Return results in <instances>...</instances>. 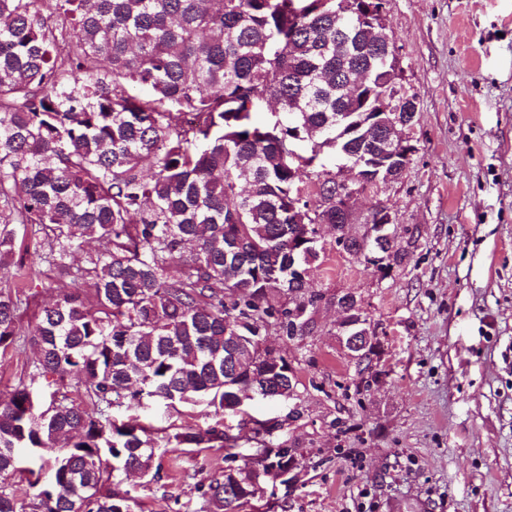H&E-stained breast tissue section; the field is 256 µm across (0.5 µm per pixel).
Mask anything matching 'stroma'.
Returning <instances> with one entry per match:
<instances>
[{
    "label": "stroma",
    "instance_id": "obj_1",
    "mask_svg": "<svg viewBox=\"0 0 512 512\" xmlns=\"http://www.w3.org/2000/svg\"><path fill=\"white\" fill-rule=\"evenodd\" d=\"M388 32L417 102L413 152L355 210L390 208L406 257L384 275L322 229L308 333H266L295 370L294 399L246 404L259 418L300 409L276 433L298 475L247 512H512V0H391ZM340 291L379 332L365 390L337 338ZM34 359L28 342L0 349V398ZM118 417L168 434L237 424L203 405ZM243 465L220 447L159 448L151 476L120 489L134 512H216L211 479Z\"/></svg>",
    "mask_w": 512,
    "mask_h": 512
}]
</instances>
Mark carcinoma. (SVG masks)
Here are the masks:
<instances>
[{
  "label": "carcinoma",
  "mask_w": 512,
  "mask_h": 512,
  "mask_svg": "<svg viewBox=\"0 0 512 512\" xmlns=\"http://www.w3.org/2000/svg\"><path fill=\"white\" fill-rule=\"evenodd\" d=\"M347 0H0V279L44 271L14 262L16 227L38 226L39 264L72 289L35 313L39 356L30 383L0 402V512H132L117 486L155 449L219 446L240 436L212 427L155 437L117 423L135 401L205 403L236 414L250 383L289 400L290 363L227 368L226 329L245 322L254 355L270 321L290 337L318 296L301 274L319 258L317 224H336L326 186L357 161L374 100L352 103L348 73L367 52L340 37ZM313 131L302 154L313 187L288 189V138ZM102 249L74 263L90 240ZM336 243L360 261L364 243ZM177 263L179 275L169 268ZM275 292L298 298L279 308ZM25 292L0 289V347L22 332ZM53 376L40 407L38 378ZM50 478L27 492L8 483L27 452ZM221 512L248 505L213 479Z\"/></svg>",
  "instance_id": "cac0c4a2"
}]
</instances>
